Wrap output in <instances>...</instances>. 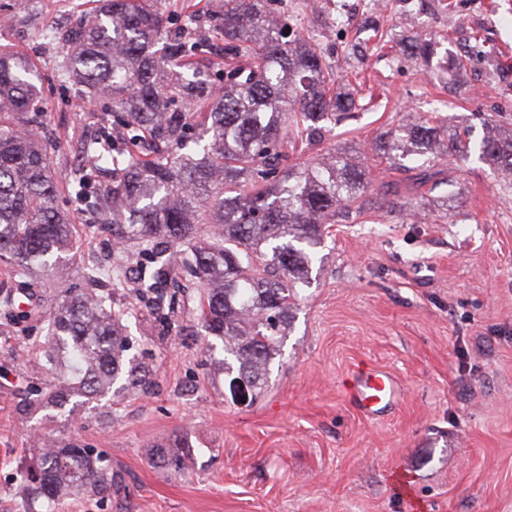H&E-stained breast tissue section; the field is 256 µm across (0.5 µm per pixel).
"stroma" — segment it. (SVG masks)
Listing matches in <instances>:
<instances>
[{
    "mask_svg": "<svg viewBox=\"0 0 512 512\" xmlns=\"http://www.w3.org/2000/svg\"><path fill=\"white\" fill-rule=\"evenodd\" d=\"M338 12L303 10L300 22L337 75L351 78L355 109L295 159L329 149L363 153L373 188L400 180L366 144L412 111L472 128L450 213L439 191L413 200L378 197L362 221L338 219L301 289L281 356L263 393L232 395L218 371L221 341L205 350L194 315L153 309L132 288L134 353L151 370L148 395L111 392L72 415L21 412L28 386L47 381L40 332L51 303L78 277L29 289L28 317L0 307V512H24L22 471L36 434L76 439L103 458L117 489L59 501L54 512H512V195L479 157L484 121L512 119V0H335ZM90 0H0L10 26L0 45L37 62L45 81L42 134L56 148L108 112L55 76L64 32ZM430 41L437 61L468 51L467 73L448 84L404 52ZM78 235V263L112 258V239L88 236L74 194L58 199ZM394 374L404 392L391 410L363 415L346 389L369 368ZM188 448L180 474L155 464L156 445Z\"/></svg>",
    "mask_w": 512,
    "mask_h": 512,
    "instance_id": "1",
    "label": "stroma"
}]
</instances>
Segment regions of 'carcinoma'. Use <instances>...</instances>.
<instances>
[{"mask_svg":"<svg viewBox=\"0 0 512 512\" xmlns=\"http://www.w3.org/2000/svg\"><path fill=\"white\" fill-rule=\"evenodd\" d=\"M95 2L67 33L56 77L112 102V129L121 137L105 127L81 134L64 173L51 172L47 140L22 134L40 124V68L0 47V270L19 289L69 278L76 226L57 207L65 190L120 248L112 264L84 272L95 284L112 281V289L73 291L50 308L51 381L28 389L22 411L71 414L79 399L115 386L153 390L149 372L128 356L131 313L114 308L113 290L125 287L132 260L140 293L158 309L185 293L181 273L194 278L201 333L223 343L219 366L253 393L280 355L325 225L369 210L368 171L352 152L301 165L288 152V130L326 133L355 100L311 46L313 36L292 30L299 0L281 3L277 19L268 0H224L220 14L202 23L191 11L172 32L162 26L158 0ZM216 32L224 37L219 91L198 68L214 54ZM470 134L461 122L408 112L369 150L394 170L417 160L437 177L434 186L452 187L447 162ZM480 157L501 177L503 193L512 192V122L492 120ZM201 224L210 230L201 232ZM155 456L173 470L187 458L178 439ZM110 487L99 457L47 440L23 471L24 512H49L66 497Z\"/></svg>","mask_w":512,"mask_h":512,"instance_id":"cac0c4a2","label":"carcinoma"}]
</instances>
